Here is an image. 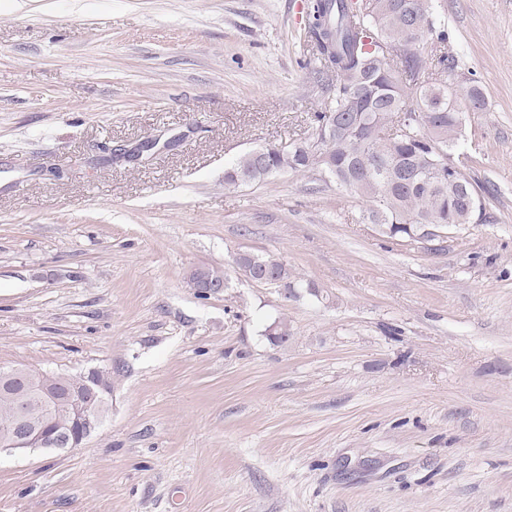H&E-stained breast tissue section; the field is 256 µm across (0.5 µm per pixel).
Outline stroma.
<instances>
[{
	"mask_svg": "<svg viewBox=\"0 0 512 512\" xmlns=\"http://www.w3.org/2000/svg\"><path fill=\"white\" fill-rule=\"evenodd\" d=\"M306 2L0 0V364L112 373L82 448L0 457V512H512V0L438 2L486 106L437 250L318 173L226 184L312 132ZM252 256L259 267H265L274 272L278 278L286 282L288 288H310L312 291L307 292L311 294L315 293V289H313L315 287L312 284L303 283L301 280H297V278L290 273L288 267L279 259L274 258L273 256H262L257 254H252Z\"/></svg>",
	"mask_w": 512,
	"mask_h": 512,
	"instance_id": "1",
	"label": "stroma"
}]
</instances>
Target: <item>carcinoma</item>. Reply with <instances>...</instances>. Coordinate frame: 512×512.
<instances>
[{"label":"carcinoma","instance_id":"carcinoma-1","mask_svg":"<svg viewBox=\"0 0 512 512\" xmlns=\"http://www.w3.org/2000/svg\"><path fill=\"white\" fill-rule=\"evenodd\" d=\"M307 51L318 74H330L312 115L311 139L328 157L321 174L367 203V219L389 238L414 239L420 225L442 232L467 223L478 200L441 154L457 147L462 122L448 79L460 78L435 0H308ZM421 30L408 48L409 27ZM308 141L268 144L241 156L229 185L259 183L281 172H316ZM289 288L313 285L272 256L253 255Z\"/></svg>","mask_w":512,"mask_h":512}]
</instances>
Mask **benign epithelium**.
<instances>
[{
	"mask_svg": "<svg viewBox=\"0 0 512 512\" xmlns=\"http://www.w3.org/2000/svg\"><path fill=\"white\" fill-rule=\"evenodd\" d=\"M233 265L249 279L275 285L269 276H255L242 261ZM84 390L67 385L66 373L0 364V396L8 409L0 426V455L26 454L37 448L73 451L101 429L108 410L110 387L101 369L81 374Z\"/></svg>",
	"mask_w": 512,
	"mask_h": 512,
	"instance_id": "benign-epithelium-1",
	"label": "benign epithelium"
}]
</instances>
